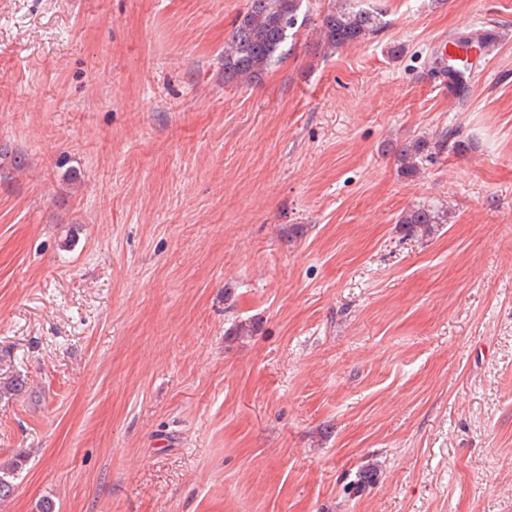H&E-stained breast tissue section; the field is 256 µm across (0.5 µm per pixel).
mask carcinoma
<instances>
[{
    "label": "carcinoma",
    "instance_id": "1",
    "mask_svg": "<svg viewBox=\"0 0 512 512\" xmlns=\"http://www.w3.org/2000/svg\"><path fill=\"white\" fill-rule=\"evenodd\" d=\"M306 0H248L224 44V80L257 82L282 58V49L295 35L301 9ZM381 28L380 14L370 9H356L338 0L321 16L319 36L322 46L341 49L369 39ZM460 149L464 141L459 132L447 129L435 136L434 146L425 138L417 139L396 151L400 172L411 176L419 164L432 161L448 147ZM433 151H428V148ZM398 223L411 234L419 229L430 231L442 223V217L429 204H416L406 210Z\"/></svg>",
    "mask_w": 512,
    "mask_h": 512
}]
</instances>
